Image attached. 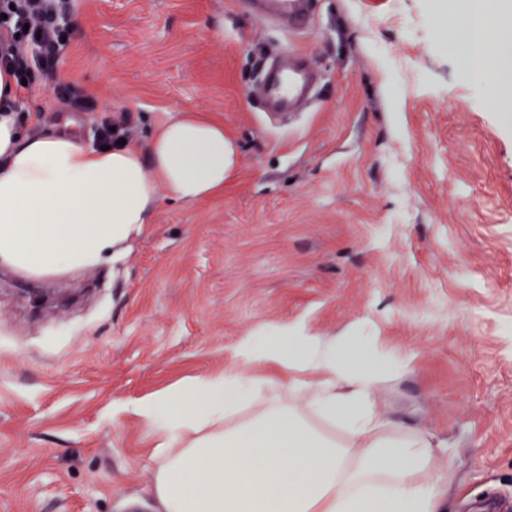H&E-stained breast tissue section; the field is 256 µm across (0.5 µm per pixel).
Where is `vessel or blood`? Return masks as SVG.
Here are the masks:
<instances>
[{
    "instance_id": "obj_1",
    "label": "vessel or blood",
    "mask_w": 512,
    "mask_h": 512,
    "mask_svg": "<svg viewBox=\"0 0 512 512\" xmlns=\"http://www.w3.org/2000/svg\"><path fill=\"white\" fill-rule=\"evenodd\" d=\"M250 11L280 23L288 33L306 29L314 12L315 0H245ZM313 71L296 55H289L280 66L267 68L262 76V105L268 116L293 110L312 88Z\"/></svg>"
}]
</instances>
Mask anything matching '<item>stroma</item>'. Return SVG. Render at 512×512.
<instances>
[{"label":"stroma","mask_w":512,"mask_h":512,"mask_svg":"<svg viewBox=\"0 0 512 512\" xmlns=\"http://www.w3.org/2000/svg\"><path fill=\"white\" fill-rule=\"evenodd\" d=\"M61 83L146 140L223 122V195L160 199L122 260L60 279L0 269V512H157L154 437L133 405L222 370L245 336L304 319L405 358L391 417L448 443L447 512L512 500V121L462 74L439 0H319L292 38L238 0H72ZM316 104L270 122L246 91L288 49ZM41 132L65 110L20 92Z\"/></svg>","instance_id":"1"}]
</instances>
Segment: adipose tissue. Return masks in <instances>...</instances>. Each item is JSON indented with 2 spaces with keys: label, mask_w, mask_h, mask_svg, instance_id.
Listing matches in <instances>:
<instances>
[{
  "label": "adipose tissue",
  "mask_w": 512,
  "mask_h": 512,
  "mask_svg": "<svg viewBox=\"0 0 512 512\" xmlns=\"http://www.w3.org/2000/svg\"><path fill=\"white\" fill-rule=\"evenodd\" d=\"M483 13V0H469L459 37L490 97L500 86L486 56L512 44V24L484 41ZM17 98L1 66L0 268L50 278L118 261L160 197L191 205L224 192L223 124L184 112L144 143L102 150L71 133L24 130ZM403 363L376 337L324 340L300 320L265 342L243 337L222 372L135 407L156 439L159 512H445L446 440L378 403Z\"/></svg>",
  "instance_id": "1"
}]
</instances>
